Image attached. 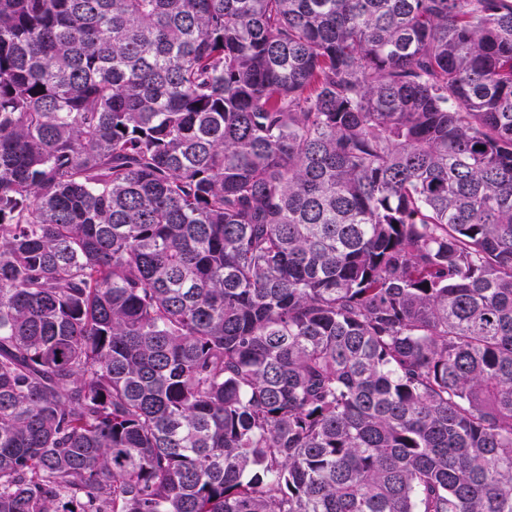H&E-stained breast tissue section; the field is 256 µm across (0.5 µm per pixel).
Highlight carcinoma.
Returning <instances> with one entry per match:
<instances>
[{"instance_id": "cac0c4a2", "label": "carcinoma", "mask_w": 512, "mask_h": 512, "mask_svg": "<svg viewBox=\"0 0 512 512\" xmlns=\"http://www.w3.org/2000/svg\"><path fill=\"white\" fill-rule=\"evenodd\" d=\"M0 512H512V0H0Z\"/></svg>"}]
</instances>
